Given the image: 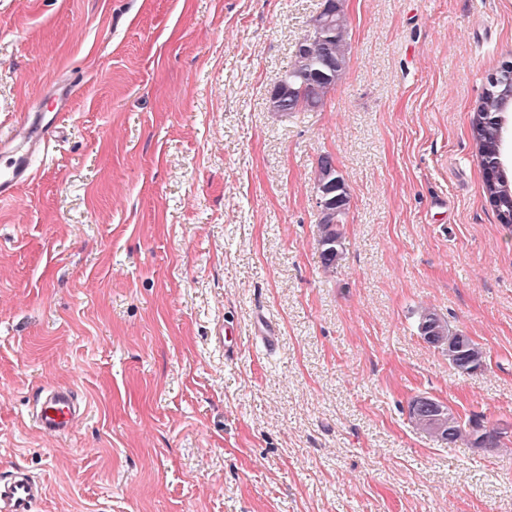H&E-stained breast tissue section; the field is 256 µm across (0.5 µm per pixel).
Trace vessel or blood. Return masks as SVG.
<instances>
[{"instance_id":"obj_1","label":"vessel or blood","mask_w":512,"mask_h":512,"mask_svg":"<svg viewBox=\"0 0 512 512\" xmlns=\"http://www.w3.org/2000/svg\"><path fill=\"white\" fill-rule=\"evenodd\" d=\"M72 93V81H65L60 92L49 94L47 104L33 105L6 132H0L1 202L11 200L20 185L34 178L36 158L47 155L59 140ZM86 410L85 400L74 388L44 386L33 394L31 418L44 435L60 437L75 428ZM44 494V485L25 469L0 475V512H32Z\"/></svg>"}]
</instances>
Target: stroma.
I'll return each instance as SVG.
<instances>
[{
	"label": "stroma",
	"mask_w": 512,
	"mask_h": 512,
	"mask_svg": "<svg viewBox=\"0 0 512 512\" xmlns=\"http://www.w3.org/2000/svg\"><path fill=\"white\" fill-rule=\"evenodd\" d=\"M322 5L0 0V129L83 77L0 203V472L45 483L33 512H512V228L471 129L512 0H346L325 108L270 111ZM323 153L350 194L332 270ZM425 310L484 372L424 342ZM42 385L86 398L68 435L32 427ZM418 396L501 446L438 444ZM418 331L423 340L434 348L448 353V361L466 374H474L485 369V353L474 340L459 333H453L448 324L435 312L424 311L418 323ZM436 338L445 339L440 345H434Z\"/></svg>",
	"instance_id": "1"
}]
</instances>
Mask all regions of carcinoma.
I'll return each mask as SVG.
<instances>
[{"label": "carcinoma", "mask_w": 512, "mask_h": 512, "mask_svg": "<svg viewBox=\"0 0 512 512\" xmlns=\"http://www.w3.org/2000/svg\"><path fill=\"white\" fill-rule=\"evenodd\" d=\"M306 54L294 55V61L284 72V76L296 82L295 95L286 99L282 107L290 112H310L321 110L326 104L327 94L341 80L348 63L349 43L347 41V19L334 24V32L325 41L304 40ZM508 82L496 85L490 83L485 89L472 119V134L477 145L478 160L482 167L490 168L493 176L485 179L484 190L493 203L499 220L505 227H512V181L505 169L498 167L502 134L507 120V112L512 110L508 101L512 92V65L507 69ZM320 258L326 269L336 268V250L341 248L342 233L337 224L320 222ZM418 331L423 340L434 345L437 338L444 339L439 349L448 353V361L466 374H474L485 369V353L474 340L454 333L448 324L436 313H421ZM409 419L422 427V430L436 441L451 445L462 438H469L482 448H498L502 433L488 429L483 418L474 414L461 421L463 431L448 428V423L435 424L432 412L412 401L409 406Z\"/></svg>", "instance_id": "carcinoma-1"}]
</instances>
